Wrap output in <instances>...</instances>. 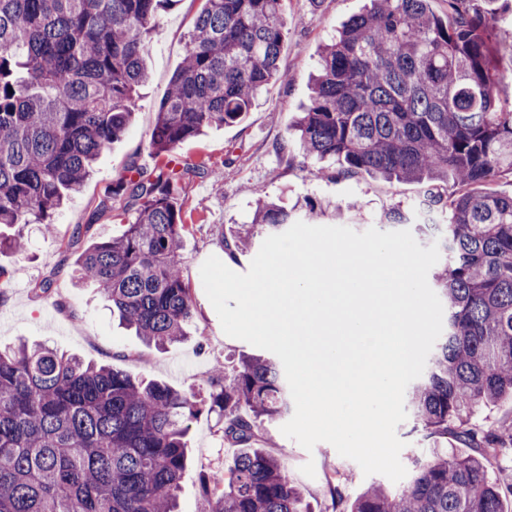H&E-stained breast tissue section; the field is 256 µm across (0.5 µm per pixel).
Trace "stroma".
Segmentation results:
<instances>
[{
  "label": "stroma",
  "mask_w": 512,
  "mask_h": 512,
  "mask_svg": "<svg viewBox=\"0 0 512 512\" xmlns=\"http://www.w3.org/2000/svg\"><path fill=\"white\" fill-rule=\"evenodd\" d=\"M368 4L369 0H289L288 37L280 54L283 79L263 91L242 123L210 128L205 136L187 140L177 149L176 163L206 158L223 167L224 177H197L183 186L186 220L195 226L180 251L183 275L194 290L193 327L185 340L159 349L122 328L97 288L75 282L73 270L80 250L71 246L70 240L80 225H92L95 235L112 237L133 220L129 213L119 217L98 213L97 206L130 162L147 170L155 164L146 145L158 105L183 59L192 22L205 6V0H177L152 37L147 59L150 79L136 99L131 127L100 156L94 175L72 193L55 216L50 233L27 228L23 252H0V266L14 273L0 293V347L21 340L44 342L133 378L154 379L205 397L214 365L259 352L258 347L223 332L205 294L200 268L209 256L224 254L210 225L220 224L229 231L250 223L261 195L287 208L309 197L340 207L342 217L320 218L323 226L352 224L359 213L372 227L394 208L408 212L411 223H424L425 215L413 209L425 190L422 183L387 181L366 171L335 178L332 164L306 163L300 156L276 150L308 102L309 77L322 44ZM50 274L55 277L52 295L37 296L35 283ZM222 426L219 413L208 411L190 425L191 464L181 482L180 512H201L203 478L233 460L236 450L225 444ZM281 426L278 420L261 423L264 446L282 460L289 479L303 490L311 512H333L335 496L351 500L371 485L389 486L387 477L364 475L355 461L340 456L329 443H318L313 451H306L285 437ZM397 435L405 443L400 460L410 472L436 449L466 450L464 441L427 436L410 418L398 425ZM309 461L315 465L311 478L301 471Z\"/></svg>",
  "instance_id": "stroma-1"
}]
</instances>
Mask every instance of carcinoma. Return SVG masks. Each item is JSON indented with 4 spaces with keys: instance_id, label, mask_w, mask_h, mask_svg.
Wrapping results in <instances>:
<instances>
[{
    "instance_id": "1",
    "label": "carcinoma",
    "mask_w": 512,
    "mask_h": 512,
    "mask_svg": "<svg viewBox=\"0 0 512 512\" xmlns=\"http://www.w3.org/2000/svg\"><path fill=\"white\" fill-rule=\"evenodd\" d=\"M179 0H0V226L48 232L99 155L130 127L148 77L151 35ZM287 0H205L184 60L156 112L151 170L131 164L100 211L136 218L119 236L94 237L77 260L80 282L98 288L146 343L184 339L193 292L182 277V183L215 176L203 159L170 167L173 153L207 129L242 121L281 79ZM371 0L322 46L309 103L278 146L304 160L332 158L344 173L368 171L426 182L420 203L442 224L412 225L440 241L432 284L448 311L425 374L406 397L427 434L459 433L473 455L437 451L405 488L373 487L348 512H507L512 487L486 458L512 451V425L494 435L468 417L512 397V196L491 188L512 176V82L499 64L494 0ZM453 178L452 197L438 186ZM328 205L310 198L296 215L260 197L253 221L228 238L236 262L256 239L311 222ZM408 222L388 211L381 228ZM206 399L135 380L48 346L0 350V512H178L191 421L224 417L238 448L204 480L203 512H309L279 459L259 446L257 423L288 413L290 393L269 358L215 369Z\"/></svg>"
}]
</instances>
